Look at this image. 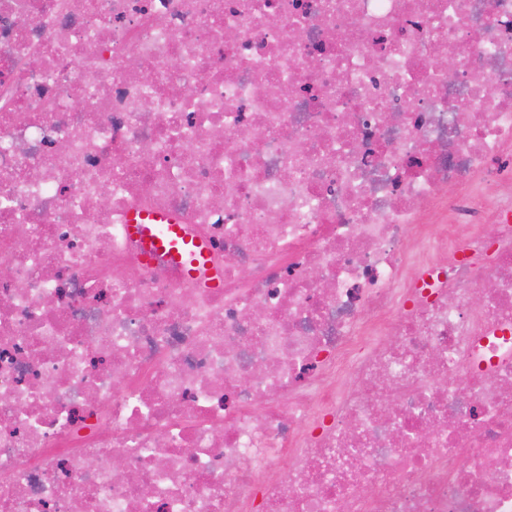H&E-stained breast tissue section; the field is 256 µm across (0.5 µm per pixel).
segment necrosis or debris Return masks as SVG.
I'll return each mask as SVG.
<instances>
[{
  "label": "necrosis or debris",
  "mask_w": 512,
  "mask_h": 512,
  "mask_svg": "<svg viewBox=\"0 0 512 512\" xmlns=\"http://www.w3.org/2000/svg\"><path fill=\"white\" fill-rule=\"evenodd\" d=\"M0 257V512H512V0H0ZM136 217L130 223L132 233L144 240L148 257L153 258L158 253L166 255L167 259L177 265L183 266L188 263L191 266L190 273L195 274L203 266L207 259V249L198 241L188 242L179 245L178 239L182 238L180 228L175 224H166V233L158 235L149 224H165L167 219L153 215ZM147 221V222H146ZM187 259L184 263V259Z\"/></svg>",
  "instance_id": "necrosis-or-debris-1"
}]
</instances>
